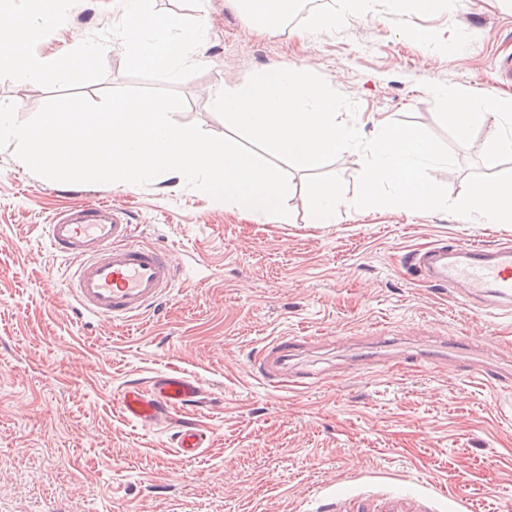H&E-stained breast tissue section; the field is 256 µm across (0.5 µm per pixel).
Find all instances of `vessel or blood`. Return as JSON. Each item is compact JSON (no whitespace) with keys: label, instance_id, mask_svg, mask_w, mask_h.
<instances>
[{"label":"vessel or blood","instance_id":"obj_1","mask_svg":"<svg viewBox=\"0 0 512 512\" xmlns=\"http://www.w3.org/2000/svg\"><path fill=\"white\" fill-rule=\"evenodd\" d=\"M132 234L127 212L109 204H74L52 216L50 247L72 263L62 286L78 314L129 322L170 294L176 278L171 252L135 243ZM415 264L431 281L462 288L464 301L490 295L500 307L512 306V247L443 245L417 255ZM201 400L197 379L171 374L127 385L120 409L126 419L149 426ZM172 441L186 459L201 455L206 444L188 421Z\"/></svg>","mask_w":512,"mask_h":512}]
</instances>
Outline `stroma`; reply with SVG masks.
Returning a JSON list of instances; mask_svg holds the SVG:
<instances>
[{
	"label": "stroma",
	"mask_w": 512,
	"mask_h": 512,
	"mask_svg": "<svg viewBox=\"0 0 512 512\" xmlns=\"http://www.w3.org/2000/svg\"><path fill=\"white\" fill-rule=\"evenodd\" d=\"M154 5L207 19L201 70L175 86L178 124L229 136L212 108L217 89L273 62L302 65L356 104L364 137L384 120L439 138L457 165L431 176L453 200L496 128L482 119L458 144L428 83L512 94L498 74L512 57V0L398 17L375 0L332 29L303 19L264 34L233 0ZM122 14L119 0H79L35 54L72 50ZM446 29L455 39L443 44ZM124 63L112 39L104 77L83 94L133 86ZM50 96L0 83V104H15L21 121ZM362 168L354 150L314 171L288 168L287 223H256L161 176L124 188L58 183L33 174L14 145L0 148V512H512V391L464 376L476 365L512 372V310L465 304L408 262L437 244H512V224L360 212L351 201ZM334 178L345 199L336 223H308L311 185ZM71 202L124 208L136 241L172 252L178 279L149 316L76 317L61 286L69 264L46 229ZM284 336L299 342L291 384L275 388L260 371ZM175 372L208 393L187 414L208 439L193 460L175 453L172 425L146 430L119 409L126 385Z\"/></svg>",
	"instance_id": "stroma-1"
}]
</instances>
